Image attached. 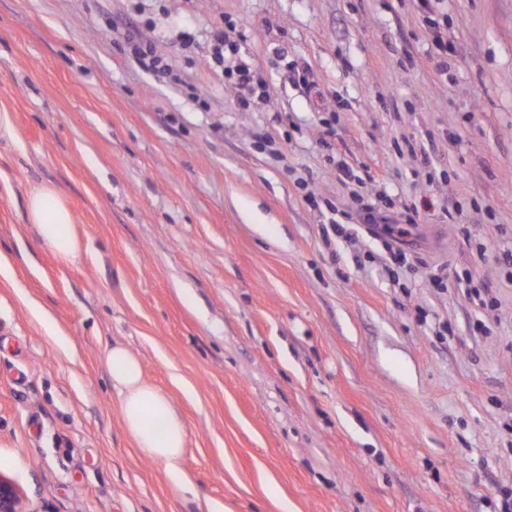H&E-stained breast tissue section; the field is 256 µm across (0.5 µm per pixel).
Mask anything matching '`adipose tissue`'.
Wrapping results in <instances>:
<instances>
[{"label":"adipose tissue","mask_w":512,"mask_h":512,"mask_svg":"<svg viewBox=\"0 0 512 512\" xmlns=\"http://www.w3.org/2000/svg\"><path fill=\"white\" fill-rule=\"evenodd\" d=\"M27 221L60 260L70 261L82 252L83 240L73 228V215L54 185L44 183L31 191ZM105 362L127 434L142 455L176 470L188 432L171 400L144 379L139 357L124 344H113Z\"/></svg>","instance_id":"adipose-tissue-1"}]
</instances>
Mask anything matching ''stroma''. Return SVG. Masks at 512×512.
<instances>
[{
	"label": "stroma",
	"mask_w": 512,
	"mask_h": 512,
	"mask_svg": "<svg viewBox=\"0 0 512 512\" xmlns=\"http://www.w3.org/2000/svg\"><path fill=\"white\" fill-rule=\"evenodd\" d=\"M218 27L266 82L250 107ZM0 104V475L35 512H493L512 488V0H0ZM43 183L71 262L26 222ZM115 342L182 416L192 492L126 434ZM428 34L432 37L433 44L436 48L435 58L433 62L434 69L439 74H448V52L452 53V48L448 49V43H446L441 35L440 26L441 23L436 18L428 17L427 20ZM125 45L132 57L145 69L153 72L164 73L167 69L166 64L151 45H145L125 39ZM26 210L27 224L60 260L68 262L82 252L83 240L73 229V215L54 185L44 183L32 190Z\"/></svg>",
	"instance_id": "35a3bbf8"
}]
</instances>
